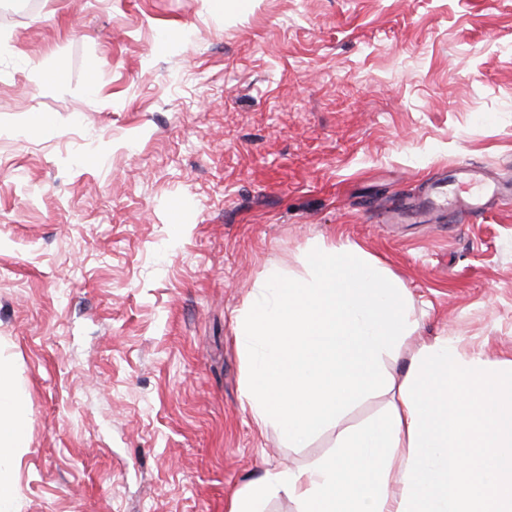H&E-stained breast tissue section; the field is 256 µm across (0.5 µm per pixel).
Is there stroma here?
<instances>
[{"label":"stroma","instance_id":"35a3bbf8","mask_svg":"<svg viewBox=\"0 0 512 512\" xmlns=\"http://www.w3.org/2000/svg\"><path fill=\"white\" fill-rule=\"evenodd\" d=\"M0 0V359L20 512H229L331 454L242 408L235 319L350 242L417 341L512 360V206L383 224L455 165L512 188V0ZM26 395L0 359V511L15 512L14 454L27 448Z\"/></svg>","mask_w":512,"mask_h":512}]
</instances>
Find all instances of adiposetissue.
Returning a JSON list of instances; mask_svg holds the SVG:
<instances>
[{"label": "adipose tissue", "mask_w": 512, "mask_h": 512, "mask_svg": "<svg viewBox=\"0 0 512 512\" xmlns=\"http://www.w3.org/2000/svg\"><path fill=\"white\" fill-rule=\"evenodd\" d=\"M302 266L270 270L236 317L244 408L302 448L354 399H392L382 417L340 429L332 455L266 471L231 512L281 493L298 512H512V362L465 357L443 337L396 377L385 362L417 330L403 284L352 244L317 243ZM27 445L26 395L0 362V512H15L14 454Z\"/></svg>", "instance_id": "1"}]
</instances>
